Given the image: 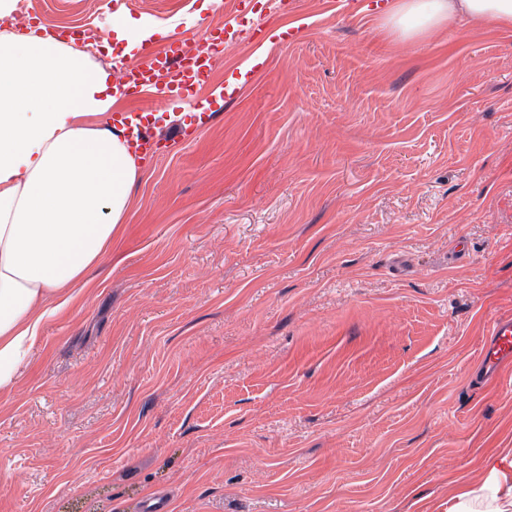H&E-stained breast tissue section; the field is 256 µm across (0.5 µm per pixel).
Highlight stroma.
Returning a JSON list of instances; mask_svg holds the SVG:
<instances>
[{
    "instance_id": "35a3bbf8",
    "label": "stroma",
    "mask_w": 512,
    "mask_h": 512,
    "mask_svg": "<svg viewBox=\"0 0 512 512\" xmlns=\"http://www.w3.org/2000/svg\"><path fill=\"white\" fill-rule=\"evenodd\" d=\"M379 9L263 4L215 43L220 112L144 159L126 223L0 392V512H448L512 454V368L470 383L512 315V28L414 40ZM153 43L208 0H39ZM112 31L115 32L117 42H127L124 54H129L132 50L138 48L143 40L148 39L153 34L148 24L131 17L124 18L120 24L111 27L110 32Z\"/></svg>"
}]
</instances>
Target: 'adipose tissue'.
<instances>
[{
  "instance_id": "ef3b65f1",
  "label": "adipose tissue",
  "mask_w": 512,
  "mask_h": 512,
  "mask_svg": "<svg viewBox=\"0 0 512 512\" xmlns=\"http://www.w3.org/2000/svg\"><path fill=\"white\" fill-rule=\"evenodd\" d=\"M466 18L512 28V0H395L402 38ZM111 75L75 44L0 36V390L32 357L44 318L97 267L126 221L142 168L123 138L86 128L107 117ZM480 490L460 488L451 512H512V457L489 458Z\"/></svg>"
}]
</instances>
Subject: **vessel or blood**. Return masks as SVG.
Returning <instances> with one entry per match:
<instances>
[{
  "label": "vessel or blood",
  "instance_id": "b4317fda",
  "mask_svg": "<svg viewBox=\"0 0 512 512\" xmlns=\"http://www.w3.org/2000/svg\"><path fill=\"white\" fill-rule=\"evenodd\" d=\"M211 47L208 39L180 34L164 49L149 48L127 68L123 83L113 90L114 98L139 100L160 95L171 109L187 110V124L176 127L181 135L187 127L207 123L209 113L190 111L189 92L208 75ZM112 126L122 131L129 148L137 154H162L168 140L167 135L155 131L153 124L134 121L129 112H113ZM509 367H512V317H501L488 327L475 381L479 384L495 381Z\"/></svg>",
  "mask_w": 512,
  "mask_h": 512
}]
</instances>
